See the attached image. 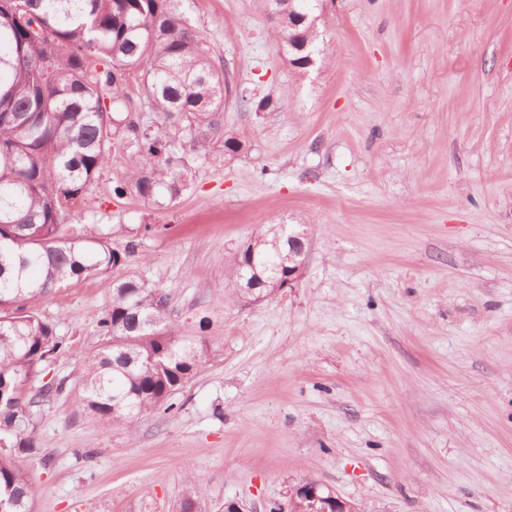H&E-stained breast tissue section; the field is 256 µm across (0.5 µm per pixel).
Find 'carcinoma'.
Masks as SVG:
<instances>
[{"mask_svg": "<svg viewBox=\"0 0 512 512\" xmlns=\"http://www.w3.org/2000/svg\"><path fill=\"white\" fill-rule=\"evenodd\" d=\"M274 22L270 34L287 48L290 65L330 53L322 0H258ZM305 34L308 49L289 47ZM53 60L49 71L40 62ZM139 77L140 96L164 119L215 136L224 161L246 144L221 132L217 113L228 91L197 32L168 0H0V512H33L18 454L42 451L29 408L63 391V383L33 381L52 358L70 350L55 326L35 310L38 300L80 279L121 266L105 233L66 223L110 159V141L125 155L118 197L170 201L187 189L188 167L152 125L131 115L126 73ZM165 225L117 224L131 254L139 238ZM267 224L225 259L228 299L252 303L288 284V235ZM169 295L128 272L113 280L98 312V349L78 368L79 407L106 429L135 430L148 413L174 408L175 395L206 361L212 337L188 334L168 313Z\"/></svg>", "mask_w": 512, "mask_h": 512, "instance_id": "obj_1", "label": "carcinoma"}]
</instances>
